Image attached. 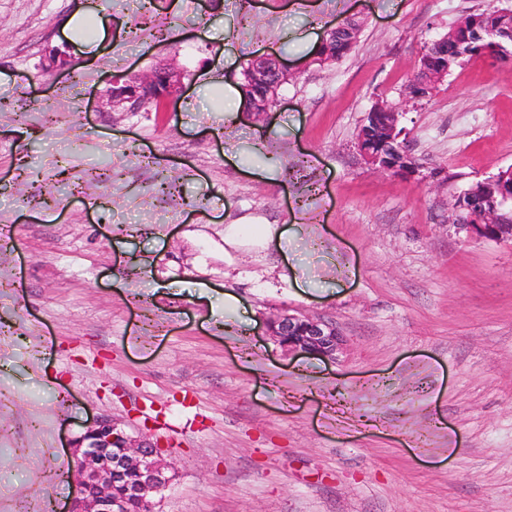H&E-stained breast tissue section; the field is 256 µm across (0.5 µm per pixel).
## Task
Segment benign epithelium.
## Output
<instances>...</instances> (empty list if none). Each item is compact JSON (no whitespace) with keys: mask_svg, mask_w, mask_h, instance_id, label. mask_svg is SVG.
<instances>
[{"mask_svg":"<svg viewBox=\"0 0 512 512\" xmlns=\"http://www.w3.org/2000/svg\"><path fill=\"white\" fill-rule=\"evenodd\" d=\"M455 45L465 55L483 40V28L463 19L454 25ZM450 72L448 58L432 52L407 83L405 102L429 98ZM288 81V69L273 58H258L243 71L240 87L245 91L246 110L263 117L276 102L278 91ZM184 91L182 73L159 67L146 74L111 76L102 95L110 110L138 112L153 103L165 108ZM403 112L388 102H378L366 113L356 138V148L371 169L411 178L419 167L404 142L400 126ZM457 229L496 242H512V179L493 176L463 191L455 202ZM267 335L283 350L313 354L331 361L342 349L336 325L303 314H283L266 325ZM74 467L80 474L76 497L67 512H124V501L113 495L121 483L126 494L138 500L146 512H154L153 498L170 482L158 447L118 430L107 418H98L73 444Z\"/></svg>","mask_w":512,"mask_h":512,"instance_id":"obj_1","label":"benign epithelium"}]
</instances>
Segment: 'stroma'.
<instances>
[{
	"label": "stroma",
	"mask_w": 512,
	"mask_h": 512,
	"mask_svg": "<svg viewBox=\"0 0 512 512\" xmlns=\"http://www.w3.org/2000/svg\"><path fill=\"white\" fill-rule=\"evenodd\" d=\"M82 2L0 0V512L67 508L99 416L159 443L155 512H512V243L453 224L512 167V63L402 96L424 46L512 0H108L111 40L45 71ZM258 56L290 79L226 121L213 83ZM167 63L175 106L99 109L113 73ZM382 100L415 179L356 149ZM264 224L281 244L249 246ZM287 312L334 323L339 360L276 346Z\"/></svg>",
	"instance_id": "obj_1"
}]
</instances>
